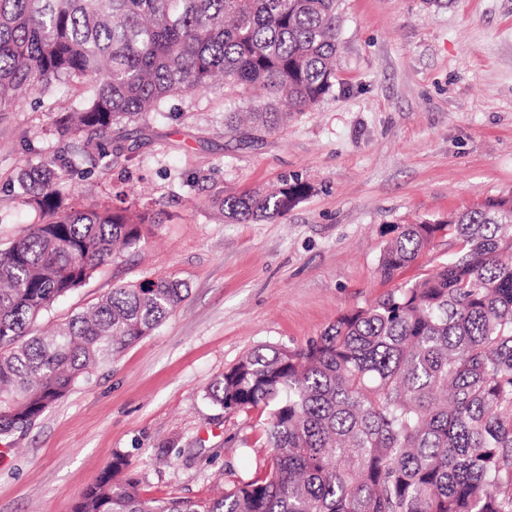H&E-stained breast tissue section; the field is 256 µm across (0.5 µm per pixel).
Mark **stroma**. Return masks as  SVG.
<instances>
[{"mask_svg":"<svg viewBox=\"0 0 512 512\" xmlns=\"http://www.w3.org/2000/svg\"><path fill=\"white\" fill-rule=\"evenodd\" d=\"M336 79L275 132L228 130L235 89L170 98L112 125L109 166L67 175L68 203L152 205L155 224L57 302L36 331L112 288L170 277V318L94 370L0 448V512H72L114 455L143 496L209 498L270 453L259 412H228L209 383L261 345L297 348L336 319L429 273L456 249L438 235L393 280L380 257L399 224L436 222L512 192V0H342ZM76 91L36 94L0 120V249L35 224L12 180L70 154L55 119ZM30 141L35 154L25 153ZM295 176L311 191L286 216L225 221L218 202Z\"/></svg>","mask_w":512,"mask_h":512,"instance_id":"1","label":"stroma"}]
</instances>
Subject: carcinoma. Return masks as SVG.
<instances>
[{
  "mask_svg": "<svg viewBox=\"0 0 512 512\" xmlns=\"http://www.w3.org/2000/svg\"><path fill=\"white\" fill-rule=\"evenodd\" d=\"M339 0H0V118L30 95L93 81L60 126L108 165L106 135L215 78L272 132L335 80ZM63 168L26 164L19 195L47 220L0 249V438L28 429L93 369L185 298L175 280L112 289L52 333L31 327L84 285L147 212L64 204ZM297 177L228 195L224 218H282ZM457 250L429 275L344 314L316 340L253 349L213 380L228 412H267L270 459L213 499L148 498L118 455L73 512H512V193L435 224H400L384 278L440 233Z\"/></svg>",
  "mask_w": 512,
  "mask_h": 512,
  "instance_id": "1",
  "label": "carcinoma"
}]
</instances>
